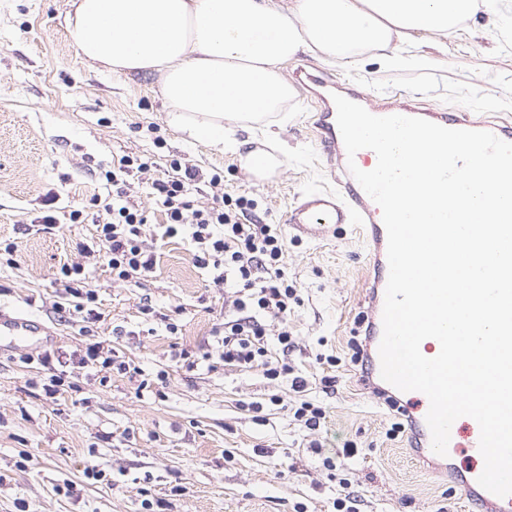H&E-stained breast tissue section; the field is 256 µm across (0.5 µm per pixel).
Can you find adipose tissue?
I'll return each instance as SVG.
<instances>
[{
  "label": "adipose tissue",
  "mask_w": 512,
  "mask_h": 512,
  "mask_svg": "<svg viewBox=\"0 0 512 512\" xmlns=\"http://www.w3.org/2000/svg\"><path fill=\"white\" fill-rule=\"evenodd\" d=\"M501 0H70L79 55L117 74H155L169 126L236 152L234 126L293 95L280 66L301 53L396 62L413 33H445Z\"/></svg>",
  "instance_id": "obj_1"
}]
</instances>
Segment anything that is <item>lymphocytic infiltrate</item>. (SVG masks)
Here are the masks:
<instances>
[{
    "label": "lymphocytic infiltrate",
    "mask_w": 512,
    "mask_h": 512,
    "mask_svg": "<svg viewBox=\"0 0 512 512\" xmlns=\"http://www.w3.org/2000/svg\"><path fill=\"white\" fill-rule=\"evenodd\" d=\"M204 179L211 188L221 189L220 177L204 178L202 171L187 161L175 162L171 174L152 181L153 193L166 215L160 233L166 238L187 235L196 266L209 270L213 284L227 296L224 321L214 331L221 360L239 367L265 364L268 323L279 326L277 342L282 352L294 346L288 317L301 298L280 269L286 240L277 225L248 222L251 200L226 198L218 207L195 208L190 190ZM148 223L143 210L119 196L99 215L98 240L113 280L135 282L152 272L155 257L144 241ZM60 273L75 309L98 319V295L87 284L84 266L65 264Z\"/></svg>",
    "instance_id": "lymphocytic-infiltrate-1"
}]
</instances>
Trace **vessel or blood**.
Masks as SVG:
<instances>
[{
	"mask_svg": "<svg viewBox=\"0 0 512 512\" xmlns=\"http://www.w3.org/2000/svg\"><path fill=\"white\" fill-rule=\"evenodd\" d=\"M304 83L318 103L313 123L316 140L328 161L336 164L338 173L335 177V188L316 190L301 196L288 214L286 222L296 236L307 238L326 236L342 225L363 230L370 248L373 268L377 272L365 321L368 325L367 333L373 344L377 345L383 335L382 310L389 276L387 232L380 207L366 194L350 172L354 166L364 171L371 170L377 155L373 150L362 149L355 156H348L337 124L334 95H341L360 104L376 116L419 117L450 129L488 131L507 142H512V120H478L470 113L427 107L410 97L401 100L391 96L369 98L359 92L355 85H339L311 73L306 74ZM43 330L39 320L17 314L10 315L0 310V350L28 341L29 337L41 335ZM405 397L406 401L401 410L408 418L413 445L420 449L430 448L431 433L426 423L429 400L418 391L406 392ZM478 476L479 472L475 469L469 475L461 476L456 484L457 489L477 504L480 512H512V495H494L480 486Z\"/></svg>",
	"mask_w": 512,
	"mask_h": 512,
	"instance_id": "obj_1",
	"label": "vessel or blood"
}]
</instances>
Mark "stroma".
Segmentation results:
<instances>
[{"mask_svg":"<svg viewBox=\"0 0 512 512\" xmlns=\"http://www.w3.org/2000/svg\"><path fill=\"white\" fill-rule=\"evenodd\" d=\"M501 8L494 31L479 15L445 36L415 34L404 52L424 55L421 66L306 53L283 63L281 74L294 84L295 71H315L367 94H410L434 108L506 120L512 0ZM67 9V0H0V238L18 245L14 265L0 267V308L34 315L51 332L47 344L0 353V512H334L345 491L359 496V512H478L411 448L409 433L390 435L394 411L350 361L348 341L374 276L368 246L351 228L324 240L287 238L283 268L303 300L288 319L296 342L288 361L307 382L301 393L288 379H267L263 367L219 359L212 330L224 320V291L196 267L186 239L147 234L156 266L137 284L96 266L102 320L87 325L72 312L59 268L97 243L98 209L89 200L105 194L99 173L113 158L151 160L150 171L126 177L125 190L154 224L166 217L151 183L176 159L223 176L226 194L252 199L256 224L284 223L299 196L333 181L303 88L263 121L237 127L241 153L187 145L167 124L157 77L91 68L64 27ZM258 148L283 156L285 167L249 174L241 155ZM76 208L83 223L69 221ZM48 213L57 218L50 230L42 225ZM145 303L174 315L177 335L160 322L148 327ZM101 341L145 371L147 390L75 365L72 388L45 396L40 383L50 372L39 357ZM177 346L209 353L212 369L177 368ZM305 400L325 411L319 429L293 416ZM90 464L103 480L85 477Z\"/></svg>","mask_w":512,"mask_h":512,"instance_id":"1","label":"stroma"}]
</instances>
